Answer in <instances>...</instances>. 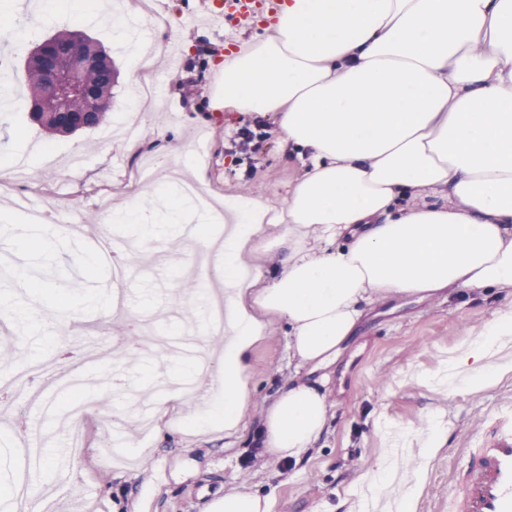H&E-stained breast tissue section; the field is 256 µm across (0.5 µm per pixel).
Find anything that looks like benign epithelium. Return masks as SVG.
<instances>
[{
	"mask_svg": "<svg viewBox=\"0 0 512 512\" xmlns=\"http://www.w3.org/2000/svg\"><path fill=\"white\" fill-rule=\"evenodd\" d=\"M83 47L84 38L79 34L67 46L46 39L32 50L49 79L51 91L60 102L59 111L67 113L73 122L77 121V117L85 115V110L77 108V104L84 103L92 109L98 108L100 104L96 93L77 80L75 63L80 62L86 66L108 65V59L101 53L84 56Z\"/></svg>",
	"mask_w": 512,
	"mask_h": 512,
	"instance_id": "7a95c632",
	"label": "benign epithelium"
}]
</instances>
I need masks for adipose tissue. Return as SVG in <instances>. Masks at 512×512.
Listing matches in <instances>:
<instances>
[{
    "mask_svg": "<svg viewBox=\"0 0 512 512\" xmlns=\"http://www.w3.org/2000/svg\"><path fill=\"white\" fill-rule=\"evenodd\" d=\"M211 107L272 119L303 168L283 205L200 204L189 170L113 221L197 224L224 284V435H239L249 360L285 322L296 361L257 431L271 461H302L328 431L327 377L367 306L460 292L499 299L484 342L452 358L475 386L512 357V0H282L275 23L216 59ZM374 512L414 492L404 459L364 477Z\"/></svg>",
    "mask_w": 512,
    "mask_h": 512,
    "instance_id": "1",
    "label": "adipose tissue"
}]
</instances>
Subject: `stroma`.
<instances>
[{
    "instance_id": "1",
    "label": "stroma",
    "mask_w": 512,
    "mask_h": 512,
    "mask_svg": "<svg viewBox=\"0 0 512 512\" xmlns=\"http://www.w3.org/2000/svg\"><path fill=\"white\" fill-rule=\"evenodd\" d=\"M125 0H41L29 10L24 0H8L16 20L5 48L9 72L23 77V60L31 46L63 28L81 29L99 41L118 71L112 89L109 124L75 136H49L29 118L28 91L12 104L0 106V163L13 165L27 158L23 176L0 181V194L23 195L56 206L61 226H76L80 236L47 235L48 260H35L16 241L20 223L0 234V297L10 300V313L0 315V375L11 372L20 355L43 357L53 346L70 344L93 334L116 340L119 318L104 299L112 288V270L96 262L87 274L84 238L112 235L143 266L140 276L126 282L128 301L139 316L153 318L158 333L181 331L182 319L204 322L205 307L217 282L183 288V266L198 255L195 241L178 230L112 221V207L124 194L145 192L152 197L168 191L172 171L194 165L202 170L216 194L254 195L272 204L283 202L288 184L300 173L295 153L283 149L272 133L271 120L214 111L209 107L217 74L212 59L225 50L226 34L235 41L262 32V22L232 31L207 22L210 0H152L155 11L177 21V34L146 26L144 44L158 60L149 74L157 91L152 112H139L128 80L136 54L127 50L128 26L135 20ZM181 47L178 64L163 68L159 59L169 41ZM197 82L202 95L187 96L185 80ZM261 130L262 139L242 150L235 140L241 128ZM137 151H129L130 141ZM179 141L191 147L188 157H168L158 163L162 144ZM30 278L44 280L52 293L74 301V329L59 334L58 317L43 313V296L23 288ZM496 301L469 294L446 300L416 302L394 299L376 303L363 317L359 331L327 369L329 402L334 419L327 433L301 463H269L253 443L264 409L283 386L294 364L288 350V329L273 324L250 357L251 401L240 438L224 436L219 387L193 399V411L178 401L144 406L177 367L171 355L152 347L135 359L116 355L104 376L119 377L121 396L99 390L98 405L83 421L87 448L81 458L68 456L65 436L48 432L31 410H0V484L17 478L15 448L29 437L45 443L41 468L29 476L27 500L34 512L53 503L56 512H204L225 489L247 487L271 498V512H364L360 477L386 455L383 430L416 431L430 418L446 422L448 441L429 460L413 456L411 472L420 476L411 512H457L450 487L463 481L468 448L480 433L490 431L498 408L512 404V369L480 387L441 393L434 380L447 370L458 349L481 343L482 331L494 318ZM151 375H144V368ZM122 412L120 421L107 417L101 401Z\"/></svg>"
}]
</instances>
